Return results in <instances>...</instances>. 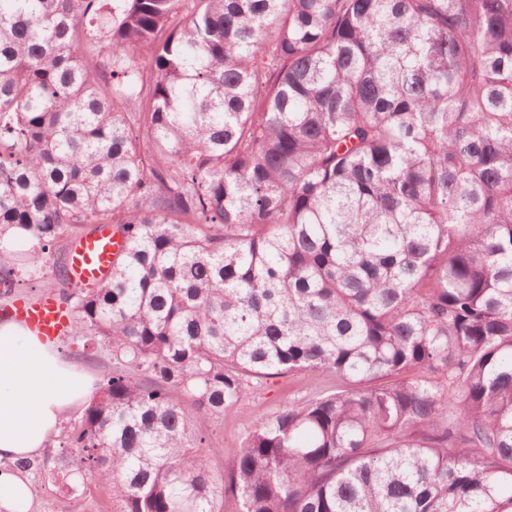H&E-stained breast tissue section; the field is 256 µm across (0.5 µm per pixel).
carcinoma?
Masks as SVG:
<instances>
[{
	"label": "carcinoma",
	"instance_id": "obj_1",
	"mask_svg": "<svg viewBox=\"0 0 512 512\" xmlns=\"http://www.w3.org/2000/svg\"><path fill=\"white\" fill-rule=\"evenodd\" d=\"M88 224L112 512H512V0H0V283ZM120 242L106 229L80 239L69 257V274L74 282H97L111 271L110 261ZM335 385L336 379L332 377H314L307 373L274 377L267 383L264 380L235 413L220 419L195 417L196 426L212 434L218 448H223V451L212 460L216 474H224V464L230 462L241 447L244 438L251 430L254 415L258 410L270 411L299 402L315 392Z\"/></svg>",
	"mask_w": 512,
	"mask_h": 512
}]
</instances>
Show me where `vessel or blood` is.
I'll return each mask as SVG.
<instances>
[{"label": "vessel or blood", "instance_id": "b4317fda", "mask_svg": "<svg viewBox=\"0 0 512 512\" xmlns=\"http://www.w3.org/2000/svg\"><path fill=\"white\" fill-rule=\"evenodd\" d=\"M119 247V241L107 230L80 239L69 257L72 281L89 283L105 278L111 271L112 256ZM5 311L23 322L42 341L49 343L65 336L72 317L67 305L54 294L37 301H13Z\"/></svg>", "mask_w": 512, "mask_h": 512}]
</instances>
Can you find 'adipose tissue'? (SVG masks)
<instances>
[{
    "mask_svg": "<svg viewBox=\"0 0 512 512\" xmlns=\"http://www.w3.org/2000/svg\"><path fill=\"white\" fill-rule=\"evenodd\" d=\"M96 391L94 377L15 321L0 322V460L40 455L64 418ZM20 470H0V512H32Z\"/></svg>",
    "mask_w": 512,
    "mask_h": 512,
    "instance_id": "1",
    "label": "adipose tissue"
}]
</instances>
